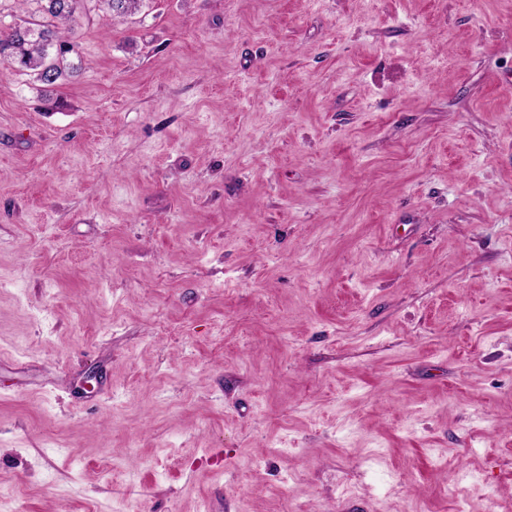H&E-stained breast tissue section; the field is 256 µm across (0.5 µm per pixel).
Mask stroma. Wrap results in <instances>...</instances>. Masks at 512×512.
<instances>
[{
  "mask_svg": "<svg viewBox=\"0 0 512 512\" xmlns=\"http://www.w3.org/2000/svg\"><path fill=\"white\" fill-rule=\"evenodd\" d=\"M68 39L0 66V512H512V0Z\"/></svg>",
  "mask_w": 512,
  "mask_h": 512,
  "instance_id": "stroma-1",
  "label": "stroma"
}]
</instances>
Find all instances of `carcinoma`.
<instances>
[{
	"mask_svg": "<svg viewBox=\"0 0 512 512\" xmlns=\"http://www.w3.org/2000/svg\"><path fill=\"white\" fill-rule=\"evenodd\" d=\"M33 2L41 19L30 26L0 29V62L35 72L37 80L50 88L70 76L77 66L66 60L74 52L67 43L66 27L75 22L86 0H20ZM142 0H97L98 9L109 21L120 22L135 13Z\"/></svg>",
	"mask_w": 512,
	"mask_h": 512,
	"instance_id": "obj_1",
	"label": "carcinoma"
}]
</instances>
